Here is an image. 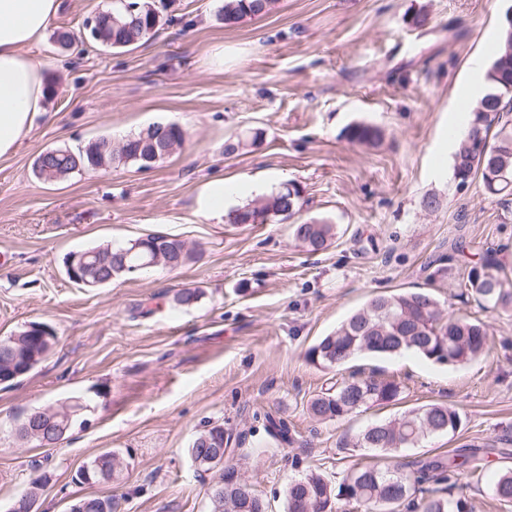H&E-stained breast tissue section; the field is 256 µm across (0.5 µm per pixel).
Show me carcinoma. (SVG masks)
Masks as SVG:
<instances>
[{"label": "carcinoma", "mask_w": 512, "mask_h": 512, "mask_svg": "<svg viewBox=\"0 0 512 512\" xmlns=\"http://www.w3.org/2000/svg\"><path fill=\"white\" fill-rule=\"evenodd\" d=\"M139 0H112V11L95 15L94 34L90 37L102 46L131 49L147 42L159 26L158 10L145 8L130 12L128 7ZM275 0H225L219 16L231 24L244 17L264 14ZM494 60L498 67L487 72L488 91L468 112L462 131L457 134L453 156V173L459 183L466 184L479 176L491 196L504 201L512 196V95L504 94L503 84L512 82V52H507L505 39ZM485 140L486 152L477 155L471 137ZM382 131L372 125L355 124L348 128V140L373 145L380 141ZM154 141L153 156L158 162L169 154L168 148L184 140L183 129L173 123H155L135 135L121 140L102 136L75 151L54 149L40 154L34 164L37 176L62 178L83 174L103 164L136 165L149 168L152 163L137 158L139 149H148L145 140ZM302 208V190L292 183L281 187L258 204L246 205L228 214L231 224H266L271 220L285 221ZM335 225L326 222H303L294 225L293 235L307 251L318 253L328 246L335 235ZM128 245L110 243L87 248L99 256L102 278H121L137 275L133 268L162 260L157 266L175 270L193 259V253L175 238L163 237L155 250L140 249L126 254ZM464 294L473 297L485 308H512V280L499 261L483 260L467 275ZM55 335L49 333L36 341L29 328L0 340V374L14 368L20 359L28 371H33L49 354ZM494 338L479 319L452 312L443 314L435 296L422 290H409L375 296L336 330L318 340L305 352V360L323 370L339 371L354 357L367 354L395 356L411 351L438 364L463 365L489 352ZM403 384L376 370L361 369L328 382L327 386L308 403L309 413L320 421L346 417L361 409L388 406L403 399ZM68 400L44 409L53 426L41 429L31 426L32 432L17 431V435L41 445H53L64 439L81 414L72 411ZM462 419L459 412L447 404H429L412 408L399 418L378 423L361 430L353 447L382 454L384 462L360 464L335 484L320 473L311 472L289 482L285 490L287 512H332L333 504L342 500L345 505L364 512H469L468 504L448 496L442 484L458 473L481 480L485 477L478 450L468 444L451 454H436L407 464L397 461V453L435 435L454 437ZM266 434L281 444H290L288 423L281 417H266ZM229 435L221 425L200 432L192 441L188 454L197 460L224 450ZM215 484L220 489L222 512H266L265 502L253 491L245 494L229 473H219ZM493 497L504 508L512 507V470L498 474L490 484Z\"/></svg>", "instance_id": "1"}]
</instances>
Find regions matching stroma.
I'll return each instance as SVG.
<instances>
[{"mask_svg":"<svg viewBox=\"0 0 512 512\" xmlns=\"http://www.w3.org/2000/svg\"><path fill=\"white\" fill-rule=\"evenodd\" d=\"M109 2L60 0L50 35L26 47L56 93L0 157V339L32 322L56 334L34 371L0 385V512L41 474L38 512H68L83 496L111 498L112 512H209L213 476L187 450L214 424L242 440L226 464L268 512H285L288 480L317 471L340 481L374 458L346 441L431 403L456 408L460 431L403 449L404 462L478 444L487 481L512 468V310L460 296L486 251L512 269V201L489 197L478 178L457 186L448 136L473 105V69L487 71L497 56L505 0H275L230 25L219 18L224 0H151L163 4L162 21L138 48L92 43L77 54L57 45L53 32L81 36ZM154 123L178 124L186 137L151 168L54 182L34 174L44 151ZM354 123L379 127L381 143L350 142ZM217 178L273 192L299 184L295 221L323 220L336 234L312 254L293 221L204 218L200 193ZM431 196L437 207H426ZM151 233L182 240L193 260L99 288L67 277L69 252ZM194 287L196 303L174 306ZM417 289L483 320L494 349L461 366L410 352L355 357L352 366L402 381V400L314 422L306 406L329 374L306 362V349L370 298ZM73 397L89 409L58 444L18 437L28 411ZM269 413L287 419L292 444L266 435ZM106 451L119 454L121 472L75 483L79 467ZM487 481L459 475L451 491L472 512H500Z\"/></svg>","mask_w":512,"mask_h":512,"instance_id":"stroma-1","label":"stroma"}]
</instances>
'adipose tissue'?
<instances>
[{"mask_svg":"<svg viewBox=\"0 0 512 512\" xmlns=\"http://www.w3.org/2000/svg\"><path fill=\"white\" fill-rule=\"evenodd\" d=\"M59 6L60 0H0V157L45 111L44 69L24 49L45 37Z\"/></svg>","mask_w":512,"mask_h":512,"instance_id":"ef3b65f1","label":"adipose tissue"}]
</instances>
